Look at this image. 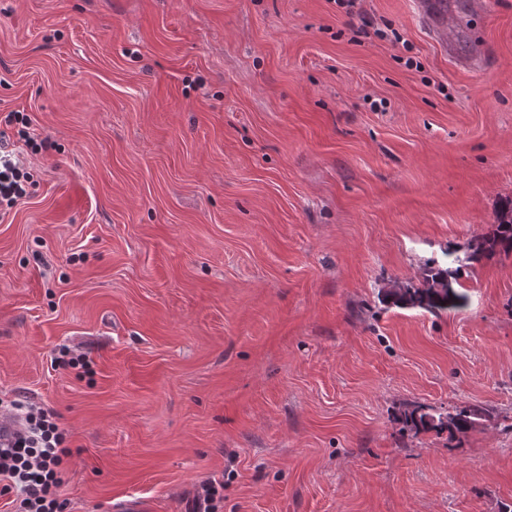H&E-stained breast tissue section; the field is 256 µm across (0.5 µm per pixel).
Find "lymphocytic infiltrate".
<instances>
[{
	"instance_id": "obj_1",
	"label": "lymphocytic infiltrate",
	"mask_w": 512,
	"mask_h": 512,
	"mask_svg": "<svg viewBox=\"0 0 512 512\" xmlns=\"http://www.w3.org/2000/svg\"><path fill=\"white\" fill-rule=\"evenodd\" d=\"M1 122L5 127L0 130V211L13 208L27 195L30 175L21 147H50L49 140L31 136L27 114L11 112ZM12 125L18 128L13 137L7 132ZM0 415L10 421L0 430V496L14 495L15 512H65L67 503L61 500L59 489L61 465L70 454L66 430L50 409L33 401H11Z\"/></svg>"
}]
</instances>
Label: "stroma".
<instances>
[{
    "label": "stroma",
    "mask_w": 512,
    "mask_h": 512,
    "mask_svg": "<svg viewBox=\"0 0 512 512\" xmlns=\"http://www.w3.org/2000/svg\"><path fill=\"white\" fill-rule=\"evenodd\" d=\"M0 0V399L70 435L66 512H512V256L387 305L512 198V0ZM483 50L485 62L456 60ZM88 353L90 371L61 368ZM410 404L485 411L402 431ZM3 121L6 128L11 127L14 123L18 125L21 124V129L17 130V135L19 136V140L23 142V146L28 148L31 145H39L41 150L51 148L52 144L48 139L40 140V142L37 143V140L30 135L31 119L27 114L19 111L10 112L4 117ZM18 141H11L6 130H0V214L12 209L27 196L30 173L25 171Z\"/></svg>",
    "instance_id": "obj_1"
}]
</instances>
